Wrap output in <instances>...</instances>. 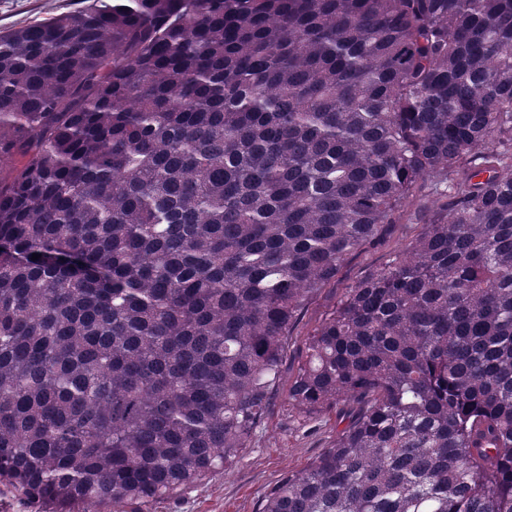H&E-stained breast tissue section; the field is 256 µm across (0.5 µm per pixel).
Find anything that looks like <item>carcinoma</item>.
<instances>
[{"mask_svg":"<svg viewBox=\"0 0 512 512\" xmlns=\"http://www.w3.org/2000/svg\"><path fill=\"white\" fill-rule=\"evenodd\" d=\"M0 161L7 491L143 508L231 465L432 179L308 334L288 403L359 408L262 512H512V0H87L0 34Z\"/></svg>","mask_w":512,"mask_h":512,"instance_id":"carcinoma-1","label":"carcinoma"}]
</instances>
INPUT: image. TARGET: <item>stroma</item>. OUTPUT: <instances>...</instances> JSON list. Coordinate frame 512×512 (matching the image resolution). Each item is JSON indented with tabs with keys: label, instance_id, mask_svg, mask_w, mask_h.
<instances>
[{
	"label": "stroma",
	"instance_id": "stroma-1",
	"mask_svg": "<svg viewBox=\"0 0 512 512\" xmlns=\"http://www.w3.org/2000/svg\"><path fill=\"white\" fill-rule=\"evenodd\" d=\"M82 5L83 0H0V33L79 10ZM435 200L432 189H424L402 221L389 225L379 243L345 259L335 286L324 288L304 309L288 340V357L274 388L273 403L247 448L226 470L173 494L157 504L155 512H259L265 495L284 474L301 469L327 448L337 430L347 425L357 405L349 402L336 412L320 416H304L289 406L285 400L288 378L300 360L302 340L334 307L346 286L390 260L419 232L416 219L421 211L433 207Z\"/></svg>",
	"mask_w": 512,
	"mask_h": 512
}]
</instances>
